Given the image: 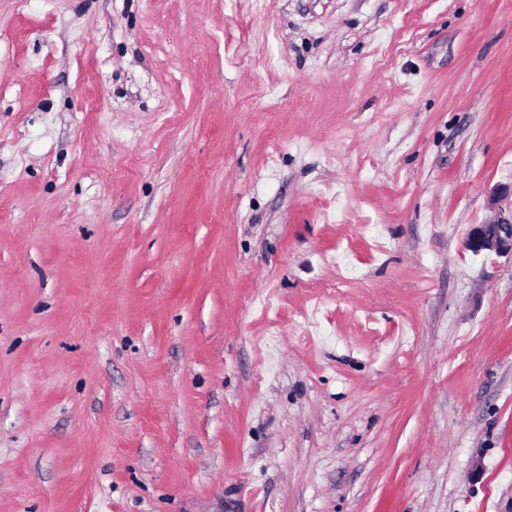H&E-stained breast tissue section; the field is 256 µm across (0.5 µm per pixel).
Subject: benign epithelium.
I'll list each match as a JSON object with an SVG mask.
<instances>
[{"instance_id":"7a95c632","label":"benign epithelium","mask_w":512,"mask_h":512,"mask_svg":"<svg viewBox=\"0 0 512 512\" xmlns=\"http://www.w3.org/2000/svg\"><path fill=\"white\" fill-rule=\"evenodd\" d=\"M488 208L494 212L493 219L471 225L463 241L464 248L475 254L491 251L499 256H512V184L493 187Z\"/></svg>"}]
</instances>
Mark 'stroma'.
I'll list each match as a JSON object with an SVG mask.
<instances>
[{"label":"stroma","mask_w":512,"mask_h":512,"mask_svg":"<svg viewBox=\"0 0 512 512\" xmlns=\"http://www.w3.org/2000/svg\"><path fill=\"white\" fill-rule=\"evenodd\" d=\"M512 0H0V512H512ZM488 208L494 212L493 219L472 224L464 238V248L475 254L491 251L512 257V183L491 189Z\"/></svg>","instance_id":"1"}]
</instances>
